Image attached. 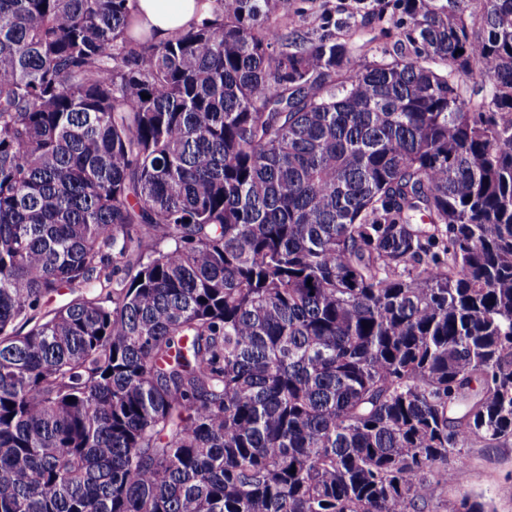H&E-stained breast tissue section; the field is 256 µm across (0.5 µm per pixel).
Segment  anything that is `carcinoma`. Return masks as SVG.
I'll return each instance as SVG.
<instances>
[{"mask_svg":"<svg viewBox=\"0 0 512 512\" xmlns=\"http://www.w3.org/2000/svg\"><path fill=\"white\" fill-rule=\"evenodd\" d=\"M133 2L0 0V512H414L512 438V0ZM198 0H136L132 12L134 33L146 32L155 43L171 39L181 29L211 18L210 1ZM288 10L290 13L299 12L301 17H295V20L308 29L318 28L322 23L323 9L331 10L336 24L341 19L349 15L352 9H355L354 0H288Z\"/></svg>","mask_w":512,"mask_h":512,"instance_id":"1","label":"carcinoma"}]
</instances>
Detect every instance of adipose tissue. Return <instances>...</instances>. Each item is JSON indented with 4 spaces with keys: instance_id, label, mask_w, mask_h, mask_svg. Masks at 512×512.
Segmentation results:
<instances>
[{
    "instance_id": "ef3b65f1",
    "label": "adipose tissue",
    "mask_w": 512,
    "mask_h": 512,
    "mask_svg": "<svg viewBox=\"0 0 512 512\" xmlns=\"http://www.w3.org/2000/svg\"><path fill=\"white\" fill-rule=\"evenodd\" d=\"M211 13L210 0H136L133 30L148 33L153 42L162 43L177 31L210 18Z\"/></svg>"
}]
</instances>
